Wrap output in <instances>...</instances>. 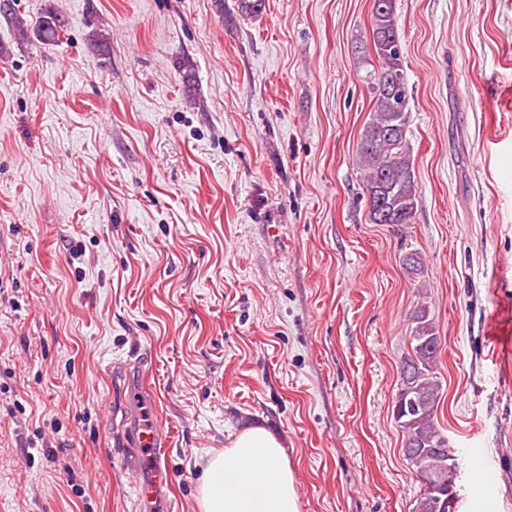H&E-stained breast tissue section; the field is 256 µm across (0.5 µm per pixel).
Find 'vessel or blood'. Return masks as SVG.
Segmentation results:
<instances>
[{"label": "vessel or blood", "instance_id": "vessel-or-blood-1", "mask_svg": "<svg viewBox=\"0 0 512 512\" xmlns=\"http://www.w3.org/2000/svg\"><path fill=\"white\" fill-rule=\"evenodd\" d=\"M136 439L140 447L147 449L148 456L142 460L133 455L127 457L126 462L131 472L138 476L136 488L140 497L153 503L159 498L161 486L168 477L166 435L162 427L148 424L137 430ZM471 472L476 479L479 492H488L498 484V470L486 463L481 455L473 456Z\"/></svg>", "mask_w": 512, "mask_h": 512}]
</instances>
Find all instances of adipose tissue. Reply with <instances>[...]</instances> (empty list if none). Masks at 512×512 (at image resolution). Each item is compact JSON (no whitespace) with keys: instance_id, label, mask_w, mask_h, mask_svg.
<instances>
[{"instance_id":"ef3b65f1","label":"adipose tissue","mask_w":512,"mask_h":512,"mask_svg":"<svg viewBox=\"0 0 512 512\" xmlns=\"http://www.w3.org/2000/svg\"><path fill=\"white\" fill-rule=\"evenodd\" d=\"M199 512H300L285 444L265 426L238 433L205 464Z\"/></svg>"}]
</instances>
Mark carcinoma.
<instances>
[{"instance_id":"cac0c4a2","label":"carcinoma","mask_w":512,"mask_h":512,"mask_svg":"<svg viewBox=\"0 0 512 512\" xmlns=\"http://www.w3.org/2000/svg\"><path fill=\"white\" fill-rule=\"evenodd\" d=\"M396 8L397 0H373L371 26L379 66L371 60L362 61L372 107L358 145V161L372 224H412L418 207L406 138L410 107ZM63 27L64 22L55 15L44 16L38 25L40 40H57ZM440 342L434 322L426 311H421L410 336L411 352L400 364L393 416L403 433L404 454L414 469L420 468L426 455L440 449L448 455V471L455 476L457 459L448 448V439L436 426L441 399L436 371Z\"/></svg>"}]
</instances>
